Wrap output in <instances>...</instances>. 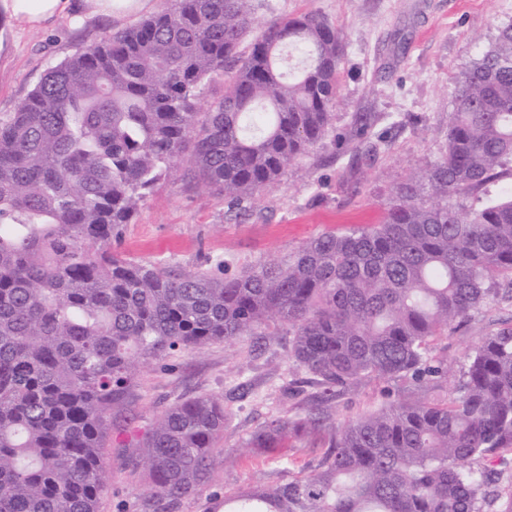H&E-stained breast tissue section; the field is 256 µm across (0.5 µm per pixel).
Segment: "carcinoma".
<instances>
[{
    "mask_svg": "<svg viewBox=\"0 0 512 512\" xmlns=\"http://www.w3.org/2000/svg\"><path fill=\"white\" fill-rule=\"evenodd\" d=\"M257 30L246 58L242 36ZM303 67L285 69V52ZM343 33L316 14L263 21L254 0H171L49 68L0 119V512H98L102 448L143 368L288 326L314 387L304 412L252 434L261 456L293 436L324 449L311 472L224 494V512H512L495 462L512 449V325L482 339L444 401H386L340 425L328 405L369 377L428 390L448 380L435 337L512 300V192L453 198L512 161V24L462 72L444 149L385 204L379 224L325 232L224 277L174 275L118 250L161 177L187 160L233 209L336 131ZM224 95L197 109L208 83ZM224 397L172 404L132 438L141 512H173L209 481Z\"/></svg>",
    "mask_w": 512,
    "mask_h": 512,
    "instance_id": "obj_1",
    "label": "carcinoma"
}]
</instances>
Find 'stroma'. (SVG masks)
I'll return each instance as SVG.
<instances>
[{
	"label": "stroma",
	"instance_id": "stroma-1",
	"mask_svg": "<svg viewBox=\"0 0 512 512\" xmlns=\"http://www.w3.org/2000/svg\"><path fill=\"white\" fill-rule=\"evenodd\" d=\"M165 0L112 18L72 16L39 29L8 27L0 14V117L16 110L48 68L161 10ZM317 12L342 29L346 51L338 71L341 103L336 134L289 167L280 182L229 210L222 195L198 188L186 168L165 175L140 204L120 250L176 273L225 262L238 274L258 262L283 258L326 231L377 224L396 186L424 159L440 155L453 95L462 71L512 24V0H256V17H294ZM368 115L359 134L355 117ZM377 144L368 155L361 138ZM512 322V305L482 308L437 337L433 352L448 360V380L438 398L452 391L473 348ZM265 350L249 337L193 349L151 365L131 388L128 413L147 428L173 403L202 393L223 396L227 420L215 450L212 480L183 499L177 512H216L228 491L281 479L270 459H249L247 442L257 427L277 416L299 413L300 397L284 393L293 377L286 325L269 324ZM247 380L245 397L234 393ZM418 396L405 381L368 378L338 397L330 411L342 423L374 411L385 400ZM106 486L99 512H140L146 481L132 469L116 437L103 450Z\"/></svg>",
	"mask_w": 512,
	"mask_h": 512
}]
</instances>
